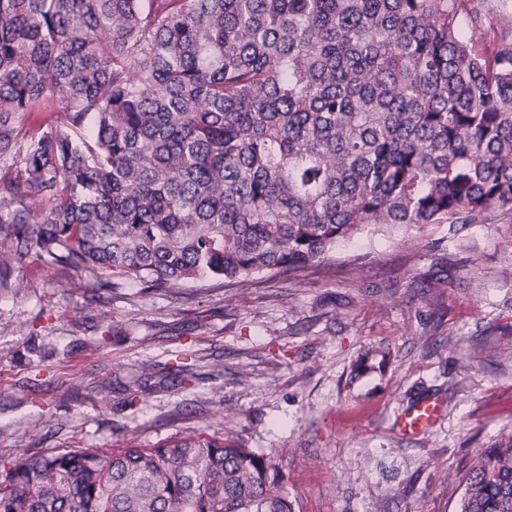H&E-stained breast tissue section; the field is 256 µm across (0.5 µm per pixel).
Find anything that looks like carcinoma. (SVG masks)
Masks as SVG:
<instances>
[{"label": "carcinoma", "mask_w": 512, "mask_h": 512, "mask_svg": "<svg viewBox=\"0 0 512 512\" xmlns=\"http://www.w3.org/2000/svg\"><path fill=\"white\" fill-rule=\"evenodd\" d=\"M53 112V124L28 116ZM0 286L28 258L169 288L298 273L365 225L512 211V24L484 0H0ZM460 512H512V435ZM0 512H294L188 435L23 453Z\"/></svg>", "instance_id": "cac0c4a2"}]
</instances>
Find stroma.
<instances>
[{"instance_id":"1","label":"stroma","mask_w":512,"mask_h":512,"mask_svg":"<svg viewBox=\"0 0 512 512\" xmlns=\"http://www.w3.org/2000/svg\"><path fill=\"white\" fill-rule=\"evenodd\" d=\"M378 350L389 360L353 373ZM177 359L190 382L168 375ZM425 396L440 421L398 436L397 412ZM192 431L270 456L296 512H457V473L512 435V214L368 225L325 267L244 283L102 290L90 271L13 269L0 468L25 451L155 448Z\"/></svg>"}]
</instances>
